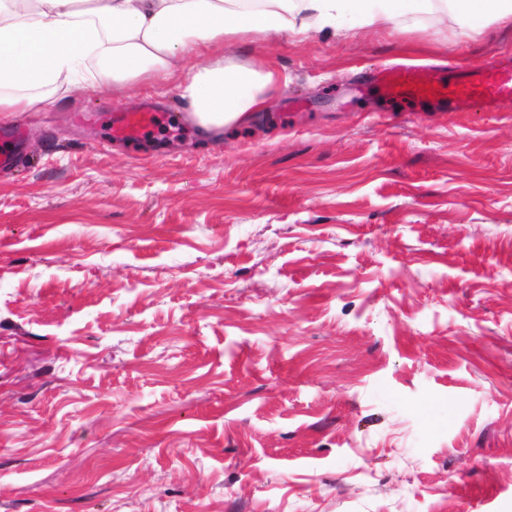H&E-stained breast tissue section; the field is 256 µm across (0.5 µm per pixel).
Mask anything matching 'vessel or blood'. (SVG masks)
<instances>
[{"label": "vessel or blood", "mask_w": 512, "mask_h": 512, "mask_svg": "<svg viewBox=\"0 0 512 512\" xmlns=\"http://www.w3.org/2000/svg\"><path fill=\"white\" fill-rule=\"evenodd\" d=\"M378 95L401 109L445 108L468 111L474 103L486 106L512 104V56L503 55L465 68L442 71L425 65L392 64L376 80ZM151 112H117L113 137L136 140L156 123Z\"/></svg>", "instance_id": "b4317fda"}]
</instances>
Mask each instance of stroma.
Wrapping results in <instances>:
<instances>
[{
    "mask_svg": "<svg viewBox=\"0 0 512 512\" xmlns=\"http://www.w3.org/2000/svg\"><path fill=\"white\" fill-rule=\"evenodd\" d=\"M508 52L411 14L214 46L284 79L216 139L191 58L0 112V512H512V107L372 86ZM151 112H116L112 119V136L123 140H137L156 124Z\"/></svg>",
    "mask_w": 512,
    "mask_h": 512,
    "instance_id": "stroma-1",
    "label": "stroma"
}]
</instances>
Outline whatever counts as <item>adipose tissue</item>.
Masks as SVG:
<instances>
[{"mask_svg":"<svg viewBox=\"0 0 512 512\" xmlns=\"http://www.w3.org/2000/svg\"><path fill=\"white\" fill-rule=\"evenodd\" d=\"M0 0V112L54 106L47 86L78 93L89 58H107L101 82H137L169 71L201 44L336 32L346 7L366 25L436 10L461 34L475 18L512 19V0ZM279 81L270 68L216 60L198 67L179 93L199 131L242 124L261 111Z\"/></svg>","mask_w":512,"mask_h":512,"instance_id":"1","label":"adipose tissue"}]
</instances>
